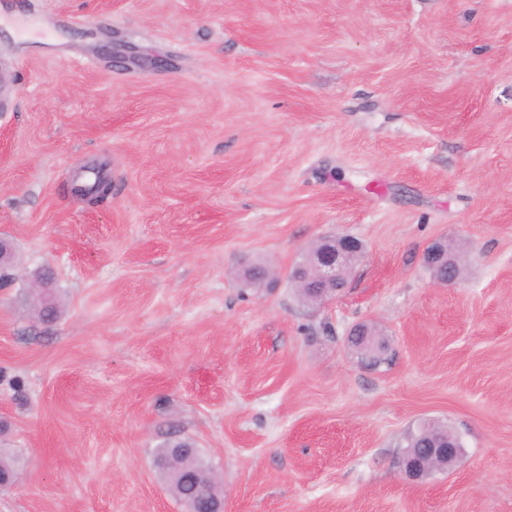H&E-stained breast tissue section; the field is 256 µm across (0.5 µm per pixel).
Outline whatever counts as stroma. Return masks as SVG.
<instances>
[{
  "instance_id": "35a3bbf8",
  "label": "stroma",
  "mask_w": 512,
  "mask_h": 512,
  "mask_svg": "<svg viewBox=\"0 0 512 512\" xmlns=\"http://www.w3.org/2000/svg\"><path fill=\"white\" fill-rule=\"evenodd\" d=\"M4 73L0 512H185L153 464L175 435L224 512H512V0H0ZM332 234L364 253L305 302L286 274ZM428 423L462 461L411 482ZM448 239L436 238L432 240L423 253V262L434 272L436 281L442 284H452L458 280L457 272L464 266V257L461 251L455 252L447 259ZM448 269V276L443 278L440 273ZM367 322H361L355 324L348 332L347 336H361L360 341L356 346V349L359 353L366 356H372V358L377 357V353L384 348V342L380 336H377L376 340L371 341L369 334L371 332L372 327L367 325ZM364 336H369L366 339ZM377 339H379L377 341Z\"/></svg>"
}]
</instances>
